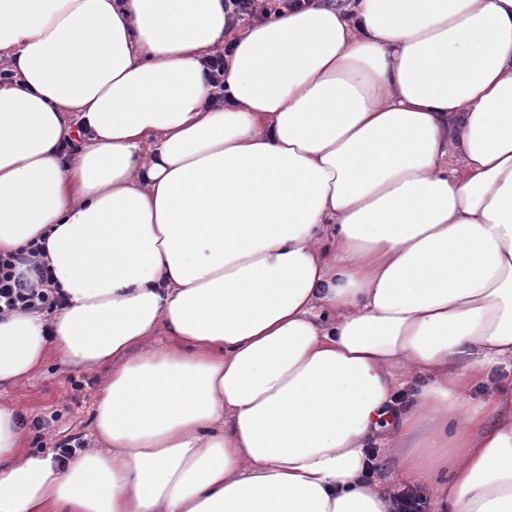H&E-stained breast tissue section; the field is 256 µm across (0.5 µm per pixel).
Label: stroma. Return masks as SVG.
<instances>
[{
    "label": "stroma",
    "instance_id": "obj_1",
    "mask_svg": "<svg viewBox=\"0 0 512 512\" xmlns=\"http://www.w3.org/2000/svg\"><path fill=\"white\" fill-rule=\"evenodd\" d=\"M98 370H69L57 358H50L17 390L0 393V403L8 402L24 418L20 433L26 450L55 452L69 437H78L86 447H100L93 429V405L97 396ZM40 428H33L34 420Z\"/></svg>",
    "mask_w": 512,
    "mask_h": 512
}]
</instances>
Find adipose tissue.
I'll return each instance as SVG.
<instances>
[{
	"instance_id": "1",
	"label": "adipose tissue",
	"mask_w": 512,
	"mask_h": 512,
	"mask_svg": "<svg viewBox=\"0 0 512 512\" xmlns=\"http://www.w3.org/2000/svg\"><path fill=\"white\" fill-rule=\"evenodd\" d=\"M0 0V254L67 299L0 319V387L106 368L103 446L23 450L0 512H512V0ZM77 150L60 145L72 125ZM164 342H157V335ZM224 12L231 19V23L258 18L255 0H224ZM423 490V489H421ZM418 489H407L396 495L399 512H425L427 496ZM428 495V491L424 489Z\"/></svg>"
}]
</instances>
